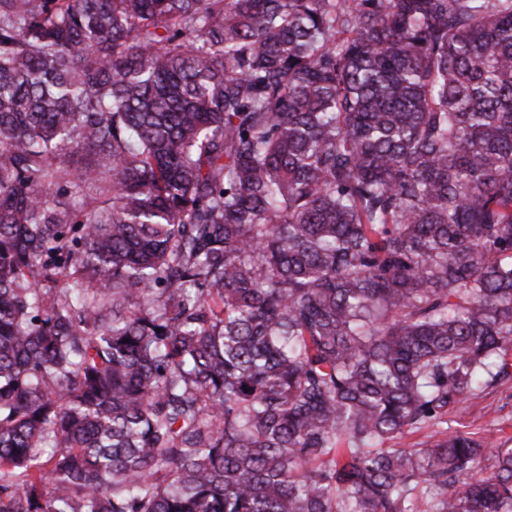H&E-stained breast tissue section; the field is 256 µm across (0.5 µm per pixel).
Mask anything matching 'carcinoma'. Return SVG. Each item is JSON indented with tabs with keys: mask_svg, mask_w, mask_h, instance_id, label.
<instances>
[{
	"mask_svg": "<svg viewBox=\"0 0 512 512\" xmlns=\"http://www.w3.org/2000/svg\"><path fill=\"white\" fill-rule=\"evenodd\" d=\"M511 354L512 0H0V512H512ZM445 419L461 432L512 440V380L468 397Z\"/></svg>",
	"mask_w": 512,
	"mask_h": 512,
	"instance_id": "carcinoma-1",
	"label": "carcinoma"
}]
</instances>
